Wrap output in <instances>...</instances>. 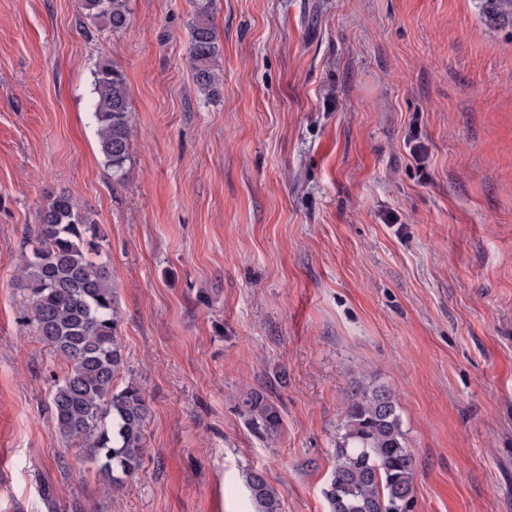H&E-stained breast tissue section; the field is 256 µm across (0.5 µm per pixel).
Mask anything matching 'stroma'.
Wrapping results in <instances>:
<instances>
[{
	"label": "stroma",
	"instance_id": "1",
	"mask_svg": "<svg viewBox=\"0 0 512 512\" xmlns=\"http://www.w3.org/2000/svg\"><path fill=\"white\" fill-rule=\"evenodd\" d=\"M203 0H0V512H282L322 490L361 375L398 394L417 512H512V28L480 0H204L220 94L187 61ZM135 123L113 177L93 71ZM98 224L146 391L138 474L113 491L54 430L66 363L21 313L22 245L50 197ZM266 388L282 428H246ZM87 18L112 32L124 30L129 23V0H81ZM236 410L256 438L273 441L279 435L281 411L264 389L251 388L240 397ZM245 484L254 503L255 512H281L279 494L270 484L266 474L259 469L245 473Z\"/></svg>",
	"mask_w": 512,
	"mask_h": 512
}]
</instances>
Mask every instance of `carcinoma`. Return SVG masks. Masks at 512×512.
<instances>
[{"label":"carcinoma","mask_w":512,"mask_h":512,"mask_svg":"<svg viewBox=\"0 0 512 512\" xmlns=\"http://www.w3.org/2000/svg\"><path fill=\"white\" fill-rule=\"evenodd\" d=\"M481 2L487 22L512 24V0ZM81 6L87 18L112 32L128 26L129 0H81ZM189 35L187 60L195 83L206 97H215L221 85L219 45L208 5L197 7ZM91 107L100 152L119 174L130 160L134 125L125 74L109 61L94 70ZM100 238L99 227L71 196L52 197L26 241L19 280L24 321L66 361L65 375L50 393L53 427L68 444L86 450L119 491L142 467L148 404L137 382L117 386L126 358ZM236 410L256 438L273 441L279 435L281 411L265 390L247 391ZM245 484L255 512H281L279 494L263 471L247 470ZM323 496L329 512H415L414 457L389 387L366 377L353 387Z\"/></svg>","instance_id":"obj_1"}]
</instances>
